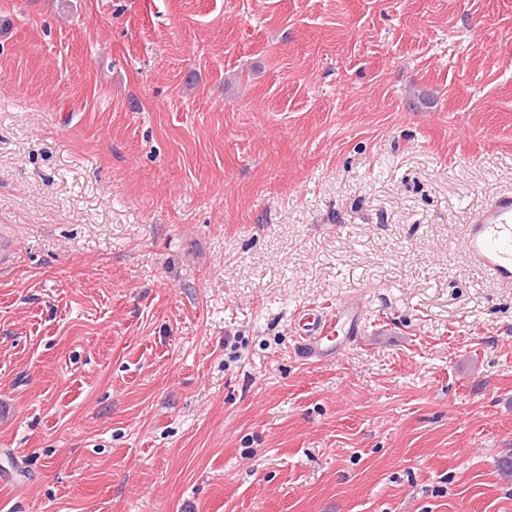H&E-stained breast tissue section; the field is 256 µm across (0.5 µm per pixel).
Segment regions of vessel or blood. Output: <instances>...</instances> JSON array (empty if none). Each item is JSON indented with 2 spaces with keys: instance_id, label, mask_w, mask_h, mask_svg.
Wrapping results in <instances>:
<instances>
[{
  "instance_id": "1",
  "label": "vessel or blood",
  "mask_w": 512,
  "mask_h": 512,
  "mask_svg": "<svg viewBox=\"0 0 512 512\" xmlns=\"http://www.w3.org/2000/svg\"><path fill=\"white\" fill-rule=\"evenodd\" d=\"M465 248L479 270L512 281V192L496 195L474 214ZM358 319V306L350 299L338 302L330 314L302 313L298 353L314 361L335 357L353 336Z\"/></svg>"
}]
</instances>
